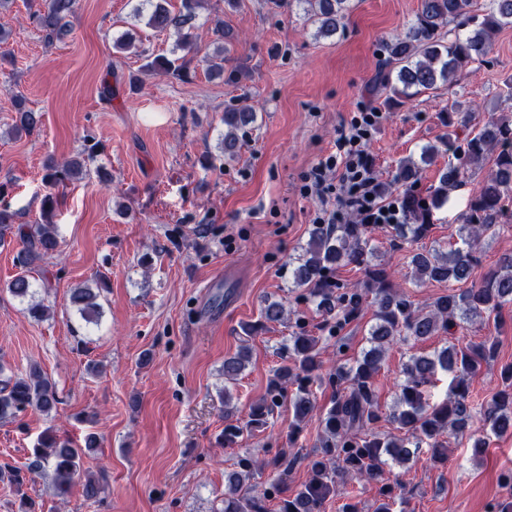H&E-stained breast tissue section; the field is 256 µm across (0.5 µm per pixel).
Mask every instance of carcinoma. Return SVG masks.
Instances as JSON below:
<instances>
[{
    "label": "carcinoma",
    "mask_w": 512,
    "mask_h": 512,
    "mask_svg": "<svg viewBox=\"0 0 512 512\" xmlns=\"http://www.w3.org/2000/svg\"><path fill=\"white\" fill-rule=\"evenodd\" d=\"M351 2L266 0V5L275 11L296 6L303 10L305 22L317 27L318 34L333 37L343 26ZM202 3L204 0H180L175 8L170 0H137L132 11L134 20L174 36L176 49L183 52L172 58L157 56L143 66V72H159L181 81L192 78L195 71L191 63L200 52L197 19ZM76 10L77 0H45L32 13L46 43L52 44L71 32ZM507 27H512V0H488L485 7L476 10L472 0H420L406 31L382 44L381 65L368 81L367 92L372 96L384 93L388 103L399 105L447 84L469 64L482 61L492 36ZM210 31L213 42L219 44V56L231 52L230 44L236 42V36L224 28V20H211ZM15 109V133H31L40 127L41 114L27 108L25 100L16 99ZM255 120V112L246 106L224 109V163L236 160L239 132ZM438 152L434 144L422 146L419 159L400 160L393 179L381 187L385 191L401 189L408 216L406 224L389 225L392 240L417 242L427 236L433 213L448 205L450 193L492 161L468 201L464 222L456 227L453 247L434 241L410 256L415 281L446 283L448 293L426 307L414 305L409 295L392 283L372 244L371 224L354 221L310 225L306 244L288 258V270L291 288L300 290V297L314 306L322 322L312 325L303 317L296 320L295 330L283 345L286 364L275 370L266 393L249 406L244 424L227 423L222 434L224 446L231 448L244 433L267 427L282 401H289L294 417L292 435L299 434L309 422H318V443L308 458V478L299 491L288 494L285 475L292 460L277 457L272 462L275 478L258 493L252 481L259 461L249 454L241 455L224 486L222 512H269L271 502L276 503L278 512H323L326 501L336 494L339 477L381 483L374 512H393L394 490L401 484L383 482L388 461L404 464L424 450L433 462L441 463L448 459V438L466 433L470 434L472 456L477 459L484 455L490 437L512 432V363L502 367V387L489 400L476 404L470 395L472 381L497 355L494 336L461 347L446 345L429 355H411L403 365V380L392 406L383 409L376 394L374 379L396 341L425 340L477 322L486 325L498 318L505 306H512V254L502 256L498 269L481 283H471L482 244L506 222L503 200L512 193V121L491 119L467 135L456 147L455 161L448 162L440 175L438 186L423 197L417 190L419 163L432 162ZM93 156L91 147L73 158L49 161L44 183L54 189L65 181L90 176L87 163ZM45 205L39 222L19 225L15 224L16 213L0 205V243L14 231L22 244L15 256L22 274L9 282L6 291L28 302V313L38 320L45 318L49 309L36 300L37 288L30 273L36 261L60 247L51 219L57 206L53 194L46 195ZM347 266L363 272L362 285L351 286L335 277L338 269ZM102 291L100 286L71 290V306L85 322L98 321ZM370 306L374 311L367 347L348 362L324 370L319 342L333 340L337 350L343 351L346 343L341 332ZM286 316L285 301L267 296L261 303L260 319L244 326V330L251 336L269 324L284 321ZM247 359L243 350L224 359V382L238 380ZM442 373L449 378L447 393L441 401L432 402L427 388ZM290 384L295 391L289 395ZM316 384H326L334 391L330 406L324 410L317 404L313 391ZM57 404L55 384L39 367L32 366L28 374L16 376L5 374L0 365L1 421L11 420L28 408L50 415ZM381 420L395 424L400 434L376 432L375 425ZM97 447L94 435L86 436L80 445L66 436L45 434L34 449L27 471L35 474L50 469L57 496H66L78 485L85 500L95 502L102 476L89 473L82 465L83 457Z\"/></svg>",
    "instance_id": "obj_1"
}]
</instances>
